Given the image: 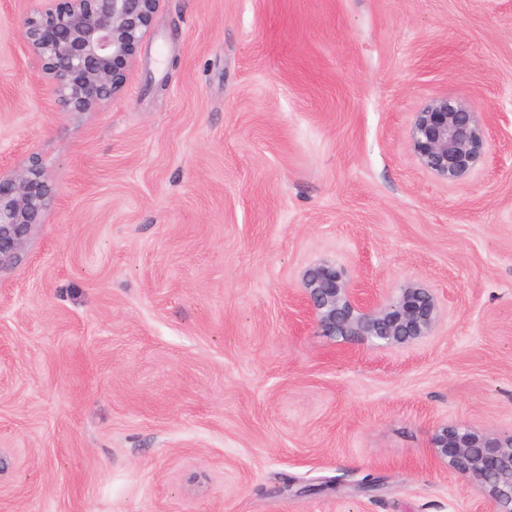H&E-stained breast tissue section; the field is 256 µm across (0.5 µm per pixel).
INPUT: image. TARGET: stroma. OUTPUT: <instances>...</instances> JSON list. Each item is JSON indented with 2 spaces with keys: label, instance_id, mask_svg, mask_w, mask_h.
Instances as JSON below:
<instances>
[{
  "label": "stroma",
  "instance_id": "1",
  "mask_svg": "<svg viewBox=\"0 0 512 512\" xmlns=\"http://www.w3.org/2000/svg\"><path fill=\"white\" fill-rule=\"evenodd\" d=\"M31 6L0 0V169L38 154L54 203L0 276V512H488L431 438L512 436V0H160L82 113ZM443 95L487 137L453 186L410 142ZM319 265L427 289L431 332L319 334Z\"/></svg>",
  "mask_w": 512,
  "mask_h": 512
}]
</instances>
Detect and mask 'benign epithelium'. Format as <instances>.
<instances>
[{
  "label": "benign epithelium",
  "mask_w": 512,
  "mask_h": 512,
  "mask_svg": "<svg viewBox=\"0 0 512 512\" xmlns=\"http://www.w3.org/2000/svg\"><path fill=\"white\" fill-rule=\"evenodd\" d=\"M21 37L57 112H90L119 92L125 71L152 24L159 0H33ZM411 146L422 167L449 185L485 158V124L471 106L437 97L415 114ZM53 203L39 157L0 172V274L24 260L28 242ZM307 299L326 336L360 344H404L433 327L435 300L407 286L384 303L357 299L344 272L316 266L305 279ZM432 446L448 467L473 483L490 512H512V437L501 439L460 424L439 427Z\"/></svg>",
  "instance_id": "7a95c632"
}]
</instances>
